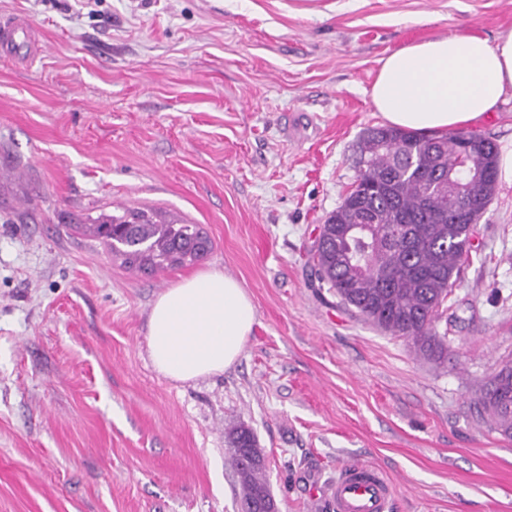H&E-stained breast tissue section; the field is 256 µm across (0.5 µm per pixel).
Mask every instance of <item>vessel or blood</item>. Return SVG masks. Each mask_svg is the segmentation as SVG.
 I'll use <instances>...</instances> for the list:
<instances>
[{
  "instance_id": "obj_1",
  "label": "vessel or blood",
  "mask_w": 512,
  "mask_h": 512,
  "mask_svg": "<svg viewBox=\"0 0 512 512\" xmlns=\"http://www.w3.org/2000/svg\"><path fill=\"white\" fill-rule=\"evenodd\" d=\"M334 512H387L390 482L373 466L354 462L327 490Z\"/></svg>"
}]
</instances>
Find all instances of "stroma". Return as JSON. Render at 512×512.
Wrapping results in <instances>:
<instances>
[{
    "label": "stroma",
    "mask_w": 512,
    "mask_h": 512,
    "mask_svg": "<svg viewBox=\"0 0 512 512\" xmlns=\"http://www.w3.org/2000/svg\"><path fill=\"white\" fill-rule=\"evenodd\" d=\"M41 51L0 48V512H238L225 430L252 429L279 512H332L350 462L390 512H512V437L476 409L512 358V184L498 182L418 356L320 287L315 239L383 126L381 61L512 33V0H0ZM512 146V91L472 127ZM152 207L200 262L143 274L73 230ZM216 268L256 311L239 361L191 382L147 349L155 298Z\"/></svg>",
    "instance_id": "stroma-1"
}]
</instances>
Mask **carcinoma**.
<instances>
[{"label": "carcinoma", "mask_w": 512, "mask_h": 512, "mask_svg": "<svg viewBox=\"0 0 512 512\" xmlns=\"http://www.w3.org/2000/svg\"><path fill=\"white\" fill-rule=\"evenodd\" d=\"M497 147L474 132L431 136L372 128L363 138V166L342 203L320 227L314 275L340 300L384 332L412 341L416 353L440 361L448 336L440 308L465 261L476 218L491 202L498 178ZM368 223L355 229L360 216ZM77 228L103 243L125 267L155 273L205 259L212 249L196 225L153 208L119 207ZM489 380L478 406L496 429L512 436V406ZM241 488L240 512H267L274 499L265 466L244 426L227 430Z\"/></svg>", "instance_id": "cac0c4a2"}]
</instances>
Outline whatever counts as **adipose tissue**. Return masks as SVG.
<instances>
[{"label":"adipose tissue","instance_id":"adipose-tissue-1","mask_svg":"<svg viewBox=\"0 0 512 512\" xmlns=\"http://www.w3.org/2000/svg\"><path fill=\"white\" fill-rule=\"evenodd\" d=\"M510 89L512 33L493 43L451 34L389 54L369 96L388 125L427 131L479 123ZM255 322L254 305L234 277L196 272L151 307V363L178 382L223 374L238 361Z\"/></svg>","mask_w":512,"mask_h":512}]
</instances>
